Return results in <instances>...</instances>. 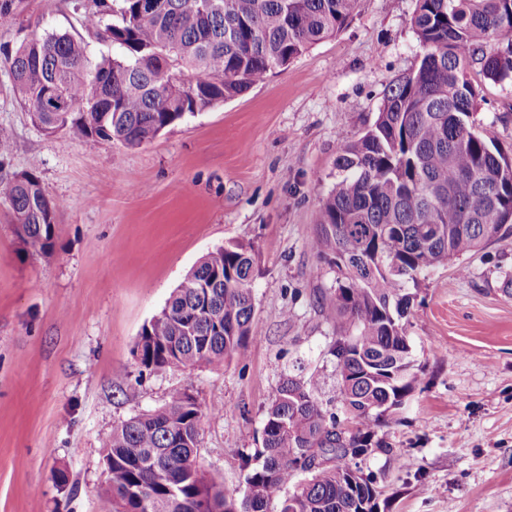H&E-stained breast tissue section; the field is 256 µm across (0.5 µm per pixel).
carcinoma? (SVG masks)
I'll return each instance as SVG.
<instances>
[{"mask_svg":"<svg viewBox=\"0 0 512 512\" xmlns=\"http://www.w3.org/2000/svg\"><path fill=\"white\" fill-rule=\"evenodd\" d=\"M81 0L84 26L116 53L91 61L69 32L34 35L3 49L14 94L43 134L69 133L107 148L134 147L188 115L232 100L311 45L334 36L358 0ZM412 26L425 49L418 68L393 84L377 119L336 158L311 239L333 255L336 286L324 309L336 324L340 412L321 377L286 375L263 420L262 447L242 456L241 498L198 461L209 416L173 393L103 439L110 482L99 512H377L376 482L358 460L390 453L389 431L419 385L406 323L407 284L512 233V155L471 121L479 88L512 80V0H416ZM20 0H0V28L20 21ZM108 15L116 17L104 22ZM507 40L505 50L486 52ZM22 241L47 253L63 201L32 171L5 188ZM251 243L205 254L144 327L134 348L140 374L217 366L247 356L254 317ZM321 454L326 462L307 467ZM283 496H278V493Z\"/></svg>","mask_w":512,"mask_h":512,"instance_id":"1","label":"carcinoma"}]
</instances>
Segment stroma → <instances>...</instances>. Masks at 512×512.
<instances>
[{"label":"stroma","mask_w":512,"mask_h":512,"mask_svg":"<svg viewBox=\"0 0 512 512\" xmlns=\"http://www.w3.org/2000/svg\"><path fill=\"white\" fill-rule=\"evenodd\" d=\"M75 3L24 0L19 24L0 28V47L85 34ZM415 8L360 0L335 36L137 147L44 135L0 63V130L10 135L0 158V512H98L109 481L103 435L179 389L216 409L199 460L242 493L240 456L260 447L281 377L318 373L321 396L335 398L336 329L322 307L336 269L308 242L342 145L420 63ZM85 36L92 58L111 54V43ZM481 86L475 125L512 148V82ZM20 171L64 202L46 255L10 219L3 190ZM234 241L255 250L246 359L140 375L133 350L143 326L196 262ZM461 263L466 274L439 268L413 290L408 336L420 384L390 435L393 454L360 463L377 480L378 512H512V289L503 285L512 237Z\"/></svg>","instance_id":"obj_1"}]
</instances>
